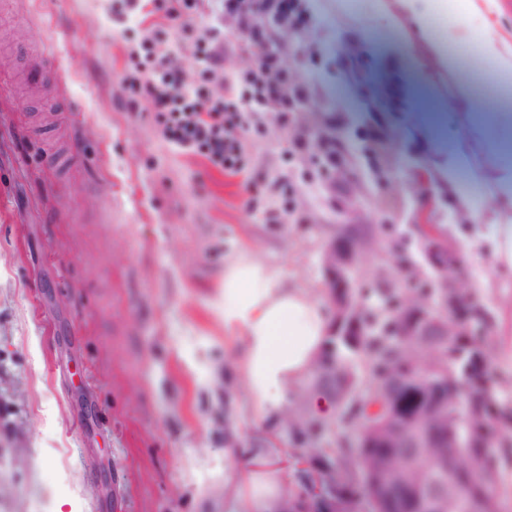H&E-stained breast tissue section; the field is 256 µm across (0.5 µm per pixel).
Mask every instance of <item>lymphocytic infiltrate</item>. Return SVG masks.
I'll use <instances>...</instances> for the list:
<instances>
[{
    "mask_svg": "<svg viewBox=\"0 0 512 512\" xmlns=\"http://www.w3.org/2000/svg\"><path fill=\"white\" fill-rule=\"evenodd\" d=\"M200 4L201 0H128L130 10L141 20L160 13L184 29L192 28ZM130 56L140 71L133 87L151 103L164 139L230 175L244 174L246 162L240 141L227 138L228 127L247 132L255 113L274 107L286 115L302 99L301 92L267 81V73L278 65L273 56L258 58L254 69L226 80L219 98L185 86L169 55L157 52L154 36H145Z\"/></svg>",
    "mask_w": 512,
    "mask_h": 512,
    "instance_id": "1",
    "label": "lymphocytic infiltrate"
}]
</instances>
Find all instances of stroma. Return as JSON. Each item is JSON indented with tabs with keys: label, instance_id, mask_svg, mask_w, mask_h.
<instances>
[{
	"label": "stroma",
	"instance_id": "35a3bbf8",
	"mask_svg": "<svg viewBox=\"0 0 512 512\" xmlns=\"http://www.w3.org/2000/svg\"><path fill=\"white\" fill-rule=\"evenodd\" d=\"M354 2L301 0V51L296 26L272 28L281 84L299 82L313 107L255 115L242 149L265 191L248 208L241 178L166 142L125 82L140 29L123 0H0V512H227L228 448L240 464L287 451L297 485L305 448L287 423L255 424L229 365L225 261L249 250L319 292L322 253L349 222L371 265L395 245L426 268L425 222L461 250L445 183L462 146L443 108L455 80L430 42ZM427 14L433 39L474 51L489 32L437 0ZM220 29L224 71L251 70L238 16ZM492 266L464 253L459 285L491 311L512 405V273Z\"/></svg>",
	"mask_w": 512,
	"mask_h": 512
}]
</instances>
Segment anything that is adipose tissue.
Listing matches in <instances>:
<instances>
[{
	"label": "adipose tissue",
	"instance_id": "1",
	"mask_svg": "<svg viewBox=\"0 0 512 512\" xmlns=\"http://www.w3.org/2000/svg\"><path fill=\"white\" fill-rule=\"evenodd\" d=\"M377 11L410 25L419 39L430 32L420 0H374ZM468 83L458 81L448 98L456 130L477 142L481 157L466 149L449 153L448 200L468 222L464 250H488L495 266L512 271V136L491 116L471 111ZM488 186L490 206L476 205L460 182L461 173ZM224 327L236 332L240 352L232 368L245 382L258 422L285 417L289 391L308 377L324 347L328 318L319 298L307 288L288 286L282 269L241 253L224 264ZM224 493L233 512H274L288 499L286 461L262 453L244 470L224 471Z\"/></svg>",
	"mask_w": 512,
	"mask_h": 512
}]
</instances>
